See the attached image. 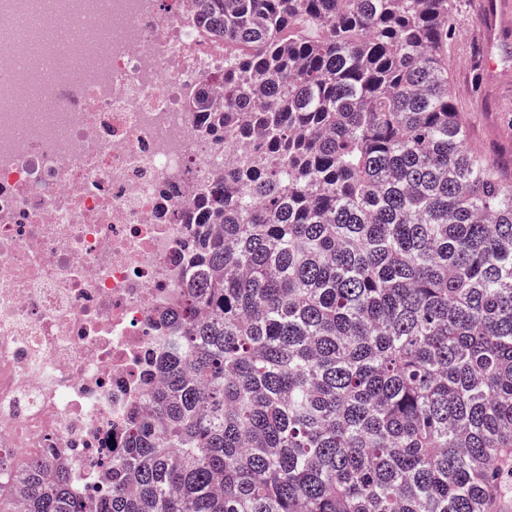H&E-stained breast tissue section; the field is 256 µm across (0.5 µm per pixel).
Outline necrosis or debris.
Instances as JSON below:
<instances>
[{
    "label": "necrosis or debris",
    "mask_w": 512,
    "mask_h": 512,
    "mask_svg": "<svg viewBox=\"0 0 512 512\" xmlns=\"http://www.w3.org/2000/svg\"><path fill=\"white\" fill-rule=\"evenodd\" d=\"M195 0H0V449L109 488L204 188L239 154L194 103ZM30 17V33L13 20ZM60 21L70 39L31 50Z\"/></svg>",
    "instance_id": "1"
}]
</instances>
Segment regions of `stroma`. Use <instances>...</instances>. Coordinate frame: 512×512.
<instances>
[{
    "mask_svg": "<svg viewBox=\"0 0 512 512\" xmlns=\"http://www.w3.org/2000/svg\"><path fill=\"white\" fill-rule=\"evenodd\" d=\"M482 0H464L448 43V92L469 128V144L512 160V0H492L487 28Z\"/></svg>",
    "mask_w": 512,
    "mask_h": 512,
    "instance_id": "stroma-1",
    "label": "stroma"
}]
</instances>
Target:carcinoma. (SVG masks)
<instances>
[{
  "instance_id": "cac0c4a2",
  "label": "carcinoma",
  "mask_w": 512,
  "mask_h": 512,
  "mask_svg": "<svg viewBox=\"0 0 512 512\" xmlns=\"http://www.w3.org/2000/svg\"><path fill=\"white\" fill-rule=\"evenodd\" d=\"M197 105L259 143L201 208L106 496L0 512H490L512 459V167L467 147L453 0H197Z\"/></svg>"
}]
</instances>
